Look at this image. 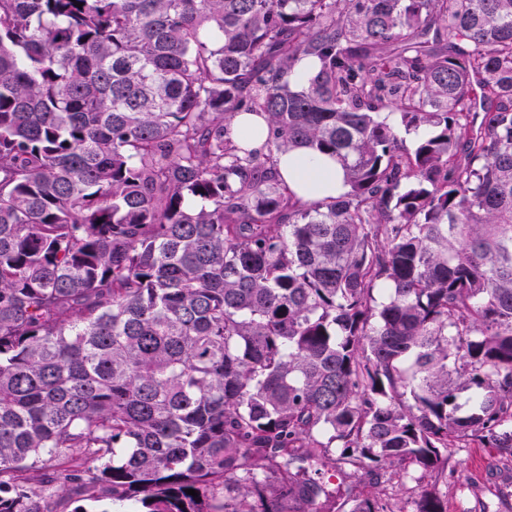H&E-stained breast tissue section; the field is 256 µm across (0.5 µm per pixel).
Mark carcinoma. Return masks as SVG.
Masks as SVG:
<instances>
[{"label": "carcinoma", "mask_w": 512, "mask_h": 512, "mask_svg": "<svg viewBox=\"0 0 512 512\" xmlns=\"http://www.w3.org/2000/svg\"><path fill=\"white\" fill-rule=\"evenodd\" d=\"M472 438L512 458V0H0V512H405L382 463L445 512ZM231 126L239 138L250 137L252 148L261 147L266 140L268 126L261 116L239 113L233 118ZM278 172L297 196L317 200L346 190L341 166L333 159L298 149L278 157ZM399 475L386 465L380 470L379 483L371 484L366 489L367 491L381 492L392 501L397 502L398 506L405 505L408 508L411 506L412 491L416 483L401 480Z\"/></svg>", "instance_id": "1"}]
</instances>
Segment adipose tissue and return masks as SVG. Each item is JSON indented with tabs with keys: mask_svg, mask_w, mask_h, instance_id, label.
<instances>
[{
	"mask_svg": "<svg viewBox=\"0 0 512 512\" xmlns=\"http://www.w3.org/2000/svg\"><path fill=\"white\" fill-rule=\"evenodd\" d=\"M277 168L297 196L304 200L336 196L346 189L343 170L336 161L305 149L279 155Z\"/></svg>",
	"mask_w": 512,
	"mask_h": 512,
	"instance_id": "adipose-tissue-1",
	"label": "adipose tissue"
}]
</instances>
